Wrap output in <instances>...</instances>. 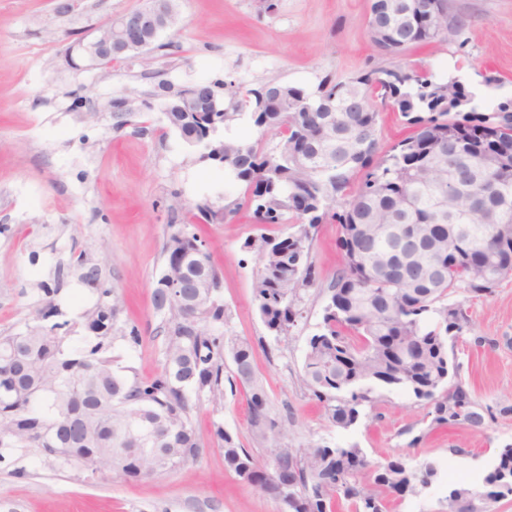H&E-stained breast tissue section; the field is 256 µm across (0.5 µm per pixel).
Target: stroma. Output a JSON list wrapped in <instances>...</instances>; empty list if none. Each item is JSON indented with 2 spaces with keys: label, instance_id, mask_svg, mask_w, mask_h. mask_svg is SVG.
I'll use <instances>...</instances> for the list:
<instances>
[{
  "label": "stroma",
  "instance_id": "35a3bbf8",
  "mask_svg": "<svg viewBox=\"0 0 512 512\" xmlns=\"http://www.w3.org/2000/svg\"><path fill=\"white\" fill-rule=\"evenodd\" d=\"M149 0H0V335L24 330L40 282L57 267L70 273L56 301L77 319L95 296L72 268L77 257L98 263L103 278L125 299L122 321L136 326V347L116 345L120 365L140 379L164 362L160 313L152 302L163 269L162 247L180 228L195 233L223 273L229 334L253 346V366L289 447L358 445L371 462L400 454L441 464L429 487L388 496L387 512H448L446 471L480 482L495 449L512 445V414L482 431L431 425L429 406L398 389L378 388L373 408L349 429L325 419L301 379L307 340L321 321L325 287L344 264L340 226L318 225L311 259L319 289L309 290L304 313L287 345L276 344L258 314L252 282L259 270L247 238L297 232L294 224L254 223L242 206L239 183L225 185L219 163H201L163 117L160 83L185 88L226 78L254 85L277 79L316 87L326 75L347 81L378 67H425L465 82L474 106L486 111L512 98V0H448L464 25L450 40L412 46L399 55L370 40L372 0H178L174 28L140 59H121L104 71L69 57L96 26ZM136 111L118 126L112 100ZM239 203L224 223L194 216L201 200ZM469 324L448 344L459 378L481 404H512V279L489 295L466 298ZM200 443L195 461L125 481L88 475L46 461L33 448H12L0 463V512H281L271 496L224 466L213 435L223 423L240 445L263 457L252 437L247 394L224 392V407L200 401L193 415Z\"/></svg>",
  "mask_w": 512,
  "mask_h": 512
}]
</instances>
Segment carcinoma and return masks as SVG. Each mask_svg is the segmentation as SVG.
<instances>
[{
    "label": "carcinoma",
    "instance_id": "carcinoma-1",
    "mask_svg": "<svg viewBox=\"0 0 512 512\" xmlns=\"http://www.w3.org/2000/svg\"><path fill=\"white\" fill-rule=\"evenodd\" d=\"M432 12L412 8L393 14L395 0H373L368 22L382 20L393 38L389 46L371 36L375 48L398 54L408 46L448 40L463 26L448 18V0H435ZM212 91L236 96L238 107L210 112H166L167 126L183 140L193 137L210 150L199 160L224 164L255 203L259 224H299L282 239L250 238L243 248L256 255L260 270L253 291L260 317L277 343H288L303 318L302 294L318 286L309 260V229L326 220L339 224L344 267L327 288L322 324L309 341L302 382L327 420L348 429L365 407L373 387L398 388L427 402L437 426L464 423L482 430L491 406L475 401L456 380L457 364L448 338L469 323L457 294L492 293L502 279H482V267H512V99L486 113L475 108L464 117L456 109L473 99L456 77L430 68L379 67L348 81L322 79L314 89L274 79L251 88L232 81L207 83ZM390 106L413 127L389 153L378 154L375 100ZM253 125L280 138L281 155L268 154L261 140H215L243 113ZM445 154V160L437 153ZM362 172L358 185L352 176ZM465 180L450 193L441 190L448 175ZM493 193L502 207L492 213L479 197ZM202 217L224 222L233 209L195 204ZM389 224L413 226L430 237L423 264L448 266V280L433 281L418 267L412 283L396 285L399 273L380 265L393 238L374 235ZM508 225L506 238L495 234ZM205 243L183 229L163 247L164 270L185 265V314L178 305L153 306L164 314L165 362L156 378L142 382L130 366L112 356L117 344L140 342V332L120 321L123 301L95 263L79 260L78 279L96 298L80 314L90 342L72 344L69 322L48 323L62 315L55 297L65 277L43 283L31 323L19 333L0 336V449L36 448L48 461L91 476L112 472L125 478L160 474L194 460L200 447L193 426L196 401L215 408L224 403V362L232 382L248 391L254 442L266 451L261 461L214 423L225 466L271 495L276 484L293 487L289 512H335L344 500L350 512H384L382 493L402 496L431 484L438 466L413 468L401 457L373 465L356 445L290 448L270 417V401L253 367V346L226 336L230 313L221 297L222 275ZM463 496L457 512H495L512 500V446L499 449L481 482L448 483Z\"/></svg>",
    "mask_w": 512,
    "mask_h": 512
}]
</instances>
